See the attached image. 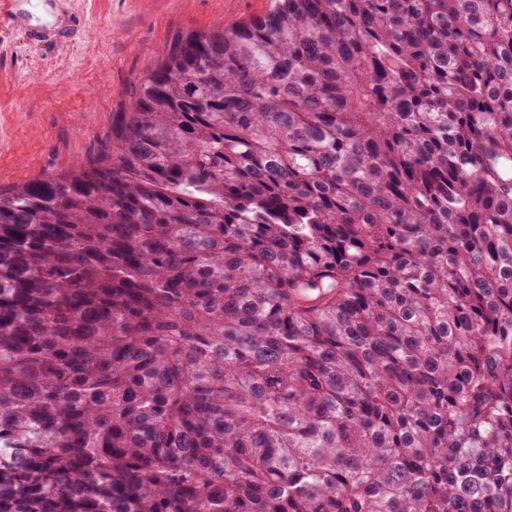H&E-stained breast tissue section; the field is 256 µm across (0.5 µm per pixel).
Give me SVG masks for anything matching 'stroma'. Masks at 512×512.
Returning a JSON list of instances; mask_svg holds the SVG:
<instances>
[{
	"label": "stroma",
	"mask_w": 512,
	"mask_h": 512,
	"mask_svg": "<svg viewBox=\"0 0 512 512\" xmlns=\"http://www.w3.org/2000/svg\"><path fill=\"white\" fill-rule=\"evenodd\" d=\"M275 0H53L65 44L0 23V188L76 168L173 40L264 16Z\"/></svg>",
	"instance_id": "obj_1"
}]
</instances>
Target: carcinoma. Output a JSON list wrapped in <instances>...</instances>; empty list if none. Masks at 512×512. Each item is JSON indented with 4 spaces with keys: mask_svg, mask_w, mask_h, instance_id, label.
I'll list each match as a JSON object with an SVG mask.
<instances>
[{
    "mask_svg": "<svg viewBox=\"0 0 512 512\" xmlns=\"http://www.w3.org/2000/svg\"><path fill=\"white\" fill-rule=\"evenodd\" d=\"M0 512H512V0L179 36L0 190Z\"/></svg>",
    "mask_w": 512,
    "mask_h": 512,
    "instance_id": "cac0c4a2",
    "label": "carcinoma"
}]
</instances>
